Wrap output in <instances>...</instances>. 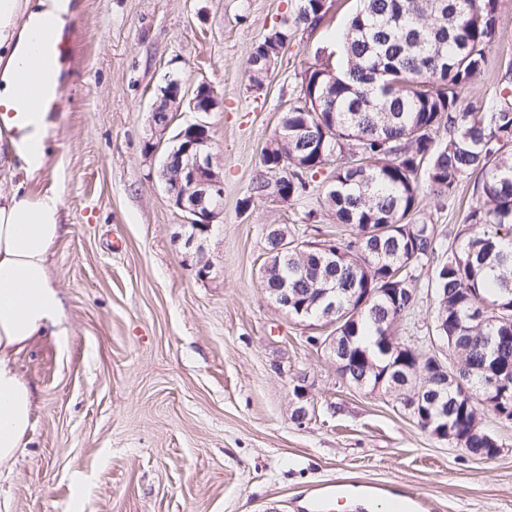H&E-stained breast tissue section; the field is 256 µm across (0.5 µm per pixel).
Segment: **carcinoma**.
Listing matches in <instances>:
<instances>
[{
    "instance_id": "cac0c4a2",
    "label": "carcinoma",
    "mask_w": 512,
    "mask_h": 512,
    "mask_svg": "<svg viewBox=\"0 0 512 512\" xmlns=\"http://www.w3.org/2000/svg\"><path fill=\"white\" fill-rule=\"evenodd\" d=\"M325 16L322 0H299L292 21L251 48L250 83L275 67L292 28ZM499 18L500 0H360L336 59L305 70L303 96L280 116L249 189L263 197L272 171L296 200L336 164L322 204L352 234L331 240L334 254L301 246L272 255L262 284L286 285L288 312L311 324L363 306L336 327V360L368 386H378L392 345L409 347L395 324L414 309L419 270L433 268L432 326L448 337L467 387L451 375L441 387L422 372L418 409L488 460L501 444L482 410L498 418L512 409V64L488 105L462 107L461 91L485 70ZM284 158L288 167H278ZM467 178L475 202L459 243L447 246L413 216L424 190L452 202Z\"/></svg>"
}]
</instances>
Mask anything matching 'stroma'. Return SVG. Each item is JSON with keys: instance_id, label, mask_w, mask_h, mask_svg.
<instances>
[{"instance_id": "1", "label": "stroma", "mask_w": 512, "mask_h": 512, "mask_svg": "<svg viewBox=\"0 0 512 512\" xmlns=\"http://www.w3.org/2000/svg\"><path fill=\"white\" fill-rule=\"evenodd\" d=\"M298 0H71L73 63L52 115V156L38 178L0 167V192H56L66 230L49 255L67 335L46 332L17 357L36 404L0 512H361L348 489L385 505L408 493L427 512H512V424L484 414L499 456L482 460L424 433L395 395L343 382L261 287L264 228L345 237L320 202L328 173L288 203L240 201L262 170L281 112L306 68L336 50L358 0H326L299 26L263 88L245 74L252 46ZM484 74L461 94L488 101L512 63V0ZM210 86L218 107H182L173 125L204 119L220 159L224 200L206 236L213 269L198 281L176 236L186 216L145 157L150 111L170 79ZM422 195L415 218L451 245L472 202ZM309 415L292 420L295 376Z\"/></svg>"}]
</instances>
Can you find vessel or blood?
Listing matches in <instances>:
<instances>
[{
	"instance_id": "vessel-or-blood-1",
	"label": "vessel or blood",
	"mask_w": 512,
	"mask_h": 512,
	"mask_svg": "<svg viewBox=\"0 0 512 512\" xmlns=\"http://www.w3.org/2000/svg\"><path fill=\"white\" fill-rule=\"evenodd\" d=\"M71 58L72 49L68 37L60 32L53 17H44L27 60L31 78L18 90L21 115L30 117L41 112L56 111V100L47 89L48 77L50 72L66 71Z\"/></svg>"
}]
</instances>
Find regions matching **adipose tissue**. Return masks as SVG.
Wrapping results in <instances>:
<instances>
[{"instance_id": "ef3b65f1", "label": "adipose tissue", "mask_w": 512, "mask_h": 512, "mask_svg": "<svg viewBox=\"0 0 512 512\" xmlns=\"http://www.w3.org/2000/svg\"><path fill=\"white\" fill-rule=\"evenodd\" d=\"M70 0H0V104L14 107L16 88L27 77L25 60L39 20L64 19ZM19 139L0 141V153L19 160L28 175L41 174L52 153L47 116L29 119ZM57 193L20 188L0 193V469L15 462L31 426L34 394L17 365L31 340L59 323L61 296L48 256L62 225Z\"/></svg>"}]
</instances>
